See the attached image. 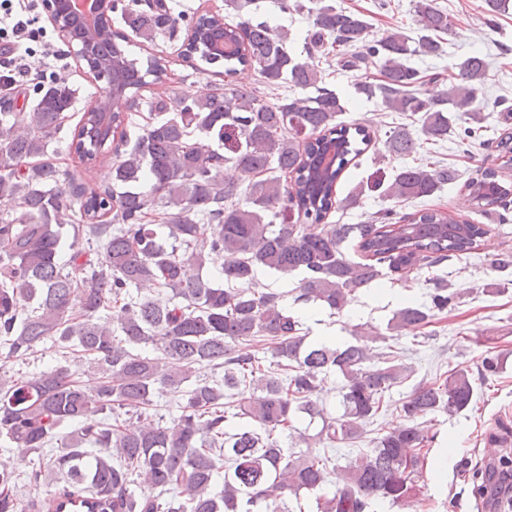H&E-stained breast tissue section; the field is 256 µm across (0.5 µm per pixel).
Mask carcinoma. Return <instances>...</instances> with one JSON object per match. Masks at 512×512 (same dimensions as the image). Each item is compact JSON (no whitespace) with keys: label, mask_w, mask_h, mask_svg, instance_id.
Segmentation results:
<instances>
[{"label":"carcinoma","mask_w":512,"mask_h":512,"mask_svg":"<svg viewBox=\"0 0 512 512\" xmlns=\"http://www.w3.org/2000/svg\"><path fill=\"white\" fill-rule=\"evenodd\" d=\"M139 2L143 7L132 8L112 0V12L144 42L162 33L172 37L183 24L190 30L187 58L222 63L229 77L255 65L265 86L284 83L300 93L270 105L257 91L232 85L221 94L152 101L153 121L112 164V183L98 187L77 182L48 159L75 90L53 79L39 86L29 111L16 112L11 85L0 82V197L19 201L15 214L0 216V436L24 454H41L53 443L64 449L24 479L0 461V512H285L286 498L302 493L315 495L317 512H371L378 499L398 506L419 498L422 450L430 442L420 420L467 409L472 371L459 368L413 386L401 406L407 423L376 438L345 466L333 494H322L336 467L309 438L292 434L293 420L300 414L320 419V444L351 443L385 411L386 395L410 372L376 357L373 343L382 336L370 327L355 326L354 341L343 345L305 342L281 295L256 287V272L301 273L296 301L340 313L383 269L439 266L471 252L486 230L468 220L450 223L432 209L407 224L392 223V211L384 210L372 224L322 225L336 206L348 156L371 141L368 129L336 121L344 111L340 97L321 85L314 64L288 51L287 32L251 17L235 24L219 15L187 19L163 0ZM308 14L313 48H338L344 68L378 63L382 82L359 92L379 94L388 109L413 118L425 140L448 138L456 113L481 123L487 72L481 56L457 63L448 88L435 96L416 88L418 72L408 59L440 55L439 37L452 27L434 0H416L415 38L394 29L369 42L363 15L324 0ZM84 38L90 64L112 74L126 97L166 76L163 58L131 57L106 23L85 29ZM132 123L126 113H104L99 105L82 116L70 148L89 165L112 140L126 139ZM385 147L406 157L419 143L402 124L386 135ZM227 165L253 176L246 188L219 180ZM144 178L147 191L139 186ZM457 180V169L429 163L389 175L376 158L346 202L356 204L367 192L431 197ZM465 188L488 214L512 196V185L497 181L491 169L468 178ZM157 221L168 227L170 241L158 236ZM66 224L77 225L87 247L73 241L64 265ZM352 238L362 262L342 250ZM210 262L220 264L218 283L200 274ZM143 284L171 292L169 302L130 293ZM456 298L436 281L430 305L405 304L389 329L425 326ZM105 309L113 320L98 318ZM47 343L65 365L32 377L10 374V364ZM254 346L270 354L268 366H260ZM142 347L153 353L137 352ZM219 368L222 375H206ZM331 373L342 377L338 417L313 399L320 376ZM167 386L185 387L179 415L169 422L150 413ZM227 401L238 403L246 423L226 427ZM122 412L140 424L125 425ZM285 432L308 450L286 454L279 441ZM221 465L224 489L217 494L213 481ZM57 471L66 473L62 485L52 480ZM141 474L148 489L136 494L130 486ZM23 480L40 494L20 498Z\"/></svg>","instance_id":"obj_1"}]
</instances>
